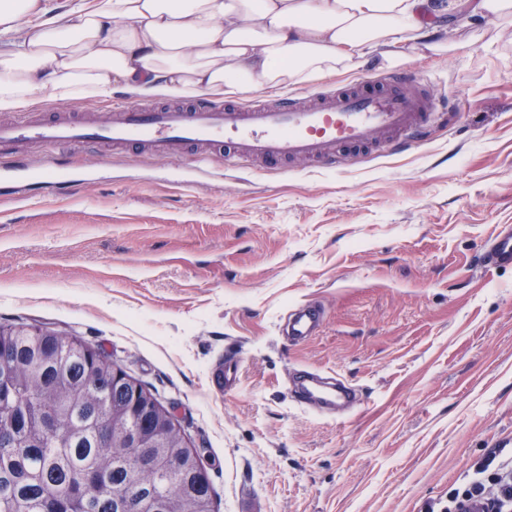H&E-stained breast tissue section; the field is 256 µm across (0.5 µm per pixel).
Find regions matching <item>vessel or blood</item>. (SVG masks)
Returning <instances> with one entry per match:
<instances>
[{"label": "vessel or blood", "instance_id": "b4317fda", "mask_svg": "<svg viewBox=\"0 0 512 512\" xmlns=\"http://www.w3.org/2000/svg\"><path fill=\"white\" fill-rule=\"evenodd\" d=\"M407 79L401 72H373L307 102L292 95L273 104L203 100L164 108L126 106L108 119L91 122L22 120L0 125V148L107 143L141 153L160 152L174 160L192 149L201 155L221 149L244 165L277 167L308 160L336 169L380 144L392 150L417 144L441 117L443 100L425 87L409 93ZM480 263L488 270L512 266L511 227L487 241ZM322 321L319 306L299 305L291 314L287 337L307 339ZM296 378L297 402L313 407L319 392L315 373L300 371Z\"/></svg>", "mask_w": 512, "mask_h": 512}]
</instances>
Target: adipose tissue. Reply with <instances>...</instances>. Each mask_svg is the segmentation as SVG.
Here are the masks:
<instances>
[{
  "mask_svg": "<svg viewBox=\"0 0 512 512\" xmlns=\"http://www.w3.org/2000/svg\"><path fill=\"white\" fill-rule=\"evenodd\" d=\"M434 0H0V112L305 87L435 40Z\"/></svg>",
  "mask_w": 512,
  "mask_h": 512,
  "instance_id": "ef3b65f1",
  "label": "adipose tissue"
}]
</instances>
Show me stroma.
I'll return each instance as SVG.
<instances>
[{
	"label": "stroma",
	"mask_w": 512,
	"mask_h": 512,
	"mask_svg": "<svg viewBox=\"0 0 512 512\" xmlns=\"http://www.w3.org/2000/svg\"><path fill=\"white\" fill-rule=\"evenodd\" d=\"M445 24L462 49L403 69L450 110L408 151L328 172L34 145L0 170V326L80 337L173 408L218 512H427L512 441V267L477 263L512 225V26ZM304 303L323 323L288 341ZM301 368L363 405L298 404Z\"/></svg>",
	"instance_id": "stroma-1"
}]
</instances>
